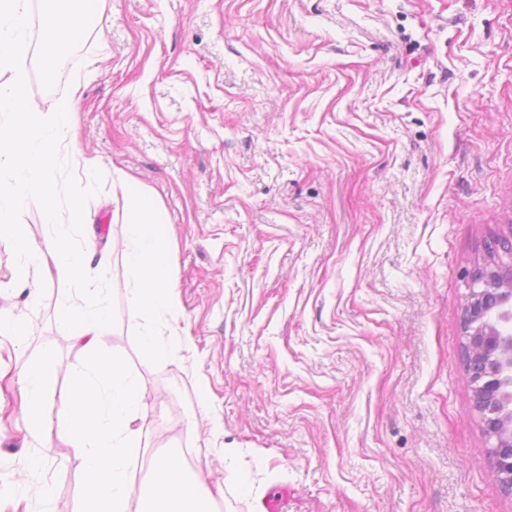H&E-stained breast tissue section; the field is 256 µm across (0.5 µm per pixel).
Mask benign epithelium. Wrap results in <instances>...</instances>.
Segmentation results:
<instances>
[{
	"instance_id": "7a95c632",
	"label": "benign epithelium",
	"mask_w": 512,
	"mask_h": 512,
	"mask_svg": "<svg viewBox=\"0 0 512 512\" xmlns=\"http://www.w3.org/2000/svg\"><path fill=\"white\" fill-rule=\"evenodd\" d=\"M508 262L477 265L471 272L462 332L473 407L492 445L502 492L512 498V237L500 241Z\"/></svg>"
}]
</instances>
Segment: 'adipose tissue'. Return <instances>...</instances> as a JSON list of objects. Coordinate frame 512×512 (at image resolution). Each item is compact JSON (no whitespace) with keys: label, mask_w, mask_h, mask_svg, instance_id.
Segmentation results:
<instances>
[{"label":"adipose tissue","mask_w":512,"mask_h":512,"mask_svg":"<svg viewBox=\"0 0 512 512\" xmlns=\"http://www.w3.org/2000/svg\"><path fill=\"white\" fill-rule=\"evenodd\" d=\"M96 0H41V26L52 46L67 49L87 31ZM112 183L123 199L125 267L131 305L141 320L139 346L147 359L175 357L191 342L178 321L175 285L168 275L165 220L152 198L123 171ZM58 368L53 351H44L18 380L26 424L36 435H51L44 407L47 387Z\"/></svg>","instance_id":"1"}]
</instances>
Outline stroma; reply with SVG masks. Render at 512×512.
Returning a JSON list of instances; mask_svg holds the SVG:
<instances>
[{"instance_id":"1","label":"stroma","mask_w":512,"mask_h":512,"mask_svg":"<svg viewBox=\"0 0 512 512\" xmlns=\"http://www.w3.org/2000/svg\"><path fill=\"white\" fill-rule=\"evenodd\" d=\"M28 96L69 98L86 210L151 456L176 449L216 512H512L472 408L467 274L512 233V0H100ZM163 209L191 352L138 346L114 170ZM0 241V512H78L82 454L29 433L18 378L44 350L59 423L85 352L67 292L16 287ZM40 457L38 470L29 461Z\"/></svg>"}]
</instances>
